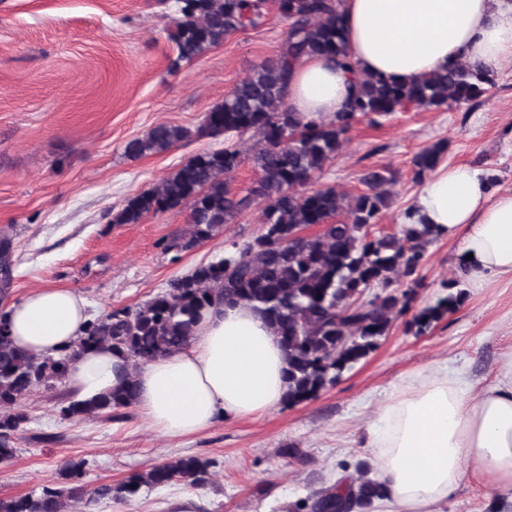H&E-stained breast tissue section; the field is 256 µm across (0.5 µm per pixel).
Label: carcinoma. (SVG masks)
<instances>
[{"label": "carcinoma", "mask_w": 512, "mask_h": 512, "mask_svg": "<svg viewBox=\"0 0 512 512\" xmlns=\"http://www.w3.org/2000/svg\"><path fill=\"white\" fill-rule=\"evenodd\" d=\"M342 0H274L287 23L277 57L257 66L204 117L199 132L224 135V148L199 153L160 185L131 199L112 218L114 224H136L145 215L189 212L186 246L210 238L251 203L261 206L263 231L234 242L224 258L196 267L170 282L160 295L134 309L113 310L88 323L84 336L57 358L40 359L18 349L0 317V463L14 458L15 433L27 421L18 402L36 390H51L64 381L78 355L97 346L122 352L132 369L173 354L187 344L202 310L216 303H241L268 321L288 356L286 400L296 404L333 385L343 371L373 351L410 296L391 290L402 278H417L426 248L444 238L437 224H405L401 234L369 232L388 209L397 176L389 169L370 170L363 178L368 191L349 196L333 186L310 188L349 139L360 117L385 119L411 108L439 110L481 96L492 83L491 70L460 61L455 66L408 84L376 75L358 80L343 112L307 121L288 106L294 65L321 56L353 70L341 26ZM269 0H182L173 41L177 68L224 39L259 26ZM192 136L190 129L158 124L126 142L130 158L164 152ZM446 144L436 142L413 158L417 179L436 169ZM258 179L248 194L237 197L229 180L245 156ZM320 227L309 235L305 230ZM378 288L368 303L360 301ZM461 294L447 293L414 316L419 333L454 312ZM136 397L133 377L124 387L97 399H72L60 408L75 418L129 407ZM209 462L189 456L135 473L114 486L51 484L39 493L0 499V512H94L102 501L123 500L140 487H158L182 479L207 481ZM381 486L361 472L349 485L325 487L310 502L312 512H363Z\"/></svg>", "instance_id": "1"}]
</instances>
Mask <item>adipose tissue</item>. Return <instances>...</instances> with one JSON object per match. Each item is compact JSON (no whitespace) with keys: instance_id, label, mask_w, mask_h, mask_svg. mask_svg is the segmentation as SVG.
Wrapping results in <instances>:
<instances>
[{"instance_id":"adipose-tissue-1","label":"adipose tissue","mask_w":512,"mask_h":512,"mask_svg":"<svg viewBox=\"0 0 512 512\" xmlns=\"http://www.w3.org/2000/svg\"><path fill=\"white\" fill-rule=\"evenodd\" d=\"M353 71L324 58L295 64L288 104L305 119L343 111L359 73L406 83L467 60L493 69L512 62V0H342ZM409 224H438L457 238L470 280L512 279V190L492 189L487 174L441 166L421 184ZM88 301L67 288H37L6 312L15 346L54 358L85 333ZM285 351L266 320L247 306L204 310L180 351L135 371V408L166 437L190 436L221 418L277 408L288 392ZM126 357L93 348L69 366L77 399L122 387ZM383 487L372 512H444L463 480L492 481L497 512H512V352L494 377L475 387L436 361L404 377L378 406L361 437Z\"/></svg>"}]
</instances>
